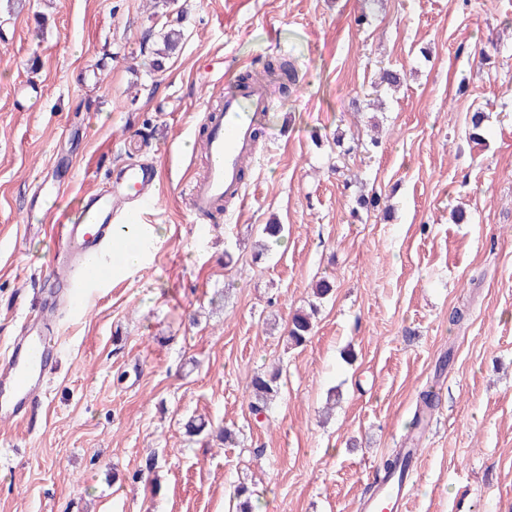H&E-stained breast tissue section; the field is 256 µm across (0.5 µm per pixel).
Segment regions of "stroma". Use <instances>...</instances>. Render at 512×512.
I'll use <instances>...</instances> for the list:
<instances>
[{
    "mask_svg": "<svg viewBox=\"0 0 512 512\" xmlns=\"http://www.w3.org/2000/svg\"><path fill=\"white\" fill-rule=\"evenodd\" d=\"M280 57L298 78L256 122L245 204L192 220L211 97ZM382 66L406 80L378 108ZM145 161L146 261L69 295L36 192L59 187L69 224L115 166ZM373 192L390 218L357 207ZM272 223L288 233L254 259ZM53 295L47 386L0 419V512H231L237 485L255 512H357L397 448L418 451L407 512H512V0H0V371ZM314 302L309 342L288 346ZM276 366L280 395L254 416L247 379ZM426 386L439 405L419 433ZM191 415L238 444L187 439Z\"/></svg>",
    "mask_w": 512,
    "mask_h": 512,
    "instance_id": "obj_1",
    "label": "stroma"
}]
</instances>
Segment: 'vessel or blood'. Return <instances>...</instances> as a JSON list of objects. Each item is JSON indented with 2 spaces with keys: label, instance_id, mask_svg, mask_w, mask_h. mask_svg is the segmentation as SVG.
Wrapping results in <instances>:
<instances>
[{
  "label": "vessel or blood",
  "instance_id": "obj_1",
  "mask_svg": "<svg viewBox=\"0 0 512 512\" xmlns=\"http://www.w3.org/2000/svg\"><path fill=\"white\" fill-rule=\"evenodd\" d=\"M271 108L266 89L253 81L236 84L208 113L203 137L205 177L188 188L193 214L204 216L223 200L245 199L244 165L256 146L255 121ZM157 173L148 164L114 169L106 189L87 195L76 223L65 225L63 253L69 288L110 282L113 268L98 263L104 246L128 225H145V211L156 196ZM55 333L44 317L26 322L25 334L11 343L6 372L0 374V416L16 418L31 404L47 380ZM360 512H404L408 479L378 477Z\"/></svg>",
  "mask_w": 512,
  "mask_h": 512
}]
</instances>
